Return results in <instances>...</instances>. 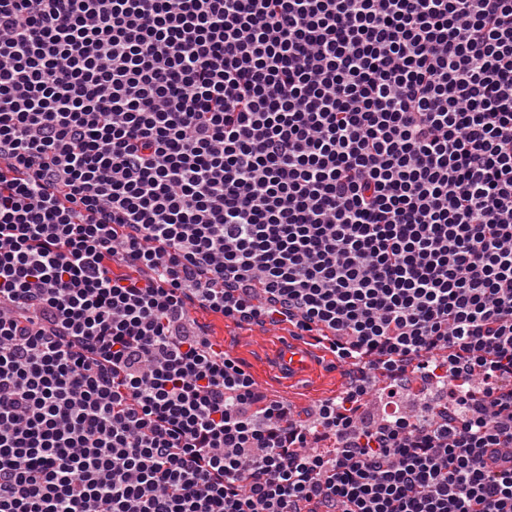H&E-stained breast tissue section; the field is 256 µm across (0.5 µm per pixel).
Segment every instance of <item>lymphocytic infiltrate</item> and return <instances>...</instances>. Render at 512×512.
<instances>
[{
    "label": "lymphocytic infiltrate",
    "mask_w": 512,
    "mask_h": 512,
    "mask_svg": "<svg viewBox=\"0 0 512 512\" xmlns=\"http://www.w3.org/2000/svg\"><path fill=\"white\" fill-rule=\"evenodd\" d=\"M0 512H512V0H0ZM196 317L209 327L213 336L218 337L221 343L233 348V356L252 375L260 391L266 395L271 392L281 396L302 419L307 417L320 399L340 391L345 382V368L335 357L325 355L318 358L317 373L313 376L319 354L315 341L290 337L280 343L289 336L287 327H276L277 333L264 339L246 338L242 336L241 329L230 320L202 311ZM275 346L271 359L276 368L269 358ZM276 369L290 382L309 379L288 385Z\"/></svg>",
    "instance_id": "lymphocytic-infiltrate-1"
}]
</instances>
